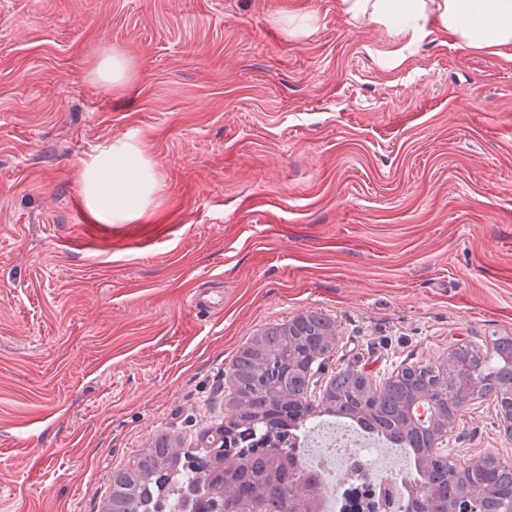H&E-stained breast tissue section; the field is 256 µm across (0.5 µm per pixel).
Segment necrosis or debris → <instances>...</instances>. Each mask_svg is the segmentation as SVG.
<instances>
[{"mask_svg": "<svg viewBox=\"0 0 512 512\" xmlns=\"http://www.w3.org/2000/svg\"><path fill=\"white\" fill-rule=\"evenodd\" d=\"M297 461L320 480L318 512H347L355 496L370 508L380 505L386 493L404 498L402 479L412 471L410 458L391 454L360 432L320 422L307 428Z\"/></svg>", "mask_w": 512, "mask_h": 512, "instance_id": "obj_1", "label": "necrosis or debris"}]
</instances>
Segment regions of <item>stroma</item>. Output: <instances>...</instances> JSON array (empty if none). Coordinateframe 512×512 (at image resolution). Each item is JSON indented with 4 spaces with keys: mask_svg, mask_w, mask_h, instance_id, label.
Instances as JSON below:
<instances>
[{
    "mask_svg": "<svg viewBox=\"0 0 512 512\" xmlns=\"http://www.w3.org/2000/svg\"><path fill=\"white\" fill-rule=\"evenodd\" d=\"M399 43L336 0H0V512H102L113 470L158 434L195 447L237 351L299 314L336 323L322 386L512 336V59ZM120 143L153 201L99 224L83 171ZM444 452L512 463L493 399ZM99 79L113 84H121L126 76V61L118 55H107L97 65Z\"/></svg>",
    "mask_w": 512,
    "mask_h": 512,
    "instance_id": "1",
    "label": "stroma"
}]
</instances>
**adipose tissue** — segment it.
I'll list each match as a JSON object with an SVG mask.
<instances>
[{"label":"adipose tissue","instance_id":"1","mask_svg":"<svg viewBox=\"0 0 512 512\" xmlns=\"http://www.w3.org/2000/svg\"><path fill=\"white\" fill-rule=\"evenodd\" d=\"M339 7L355 24L404 36L392 52L398 61L430 36L512 57V0H340ZM83 180L87 208L106 223L142 216L156 188L151 164L133 146L101 152L87 164Z\"/></svg>","mask_w":512,"mask_h":512}]
</instances>
